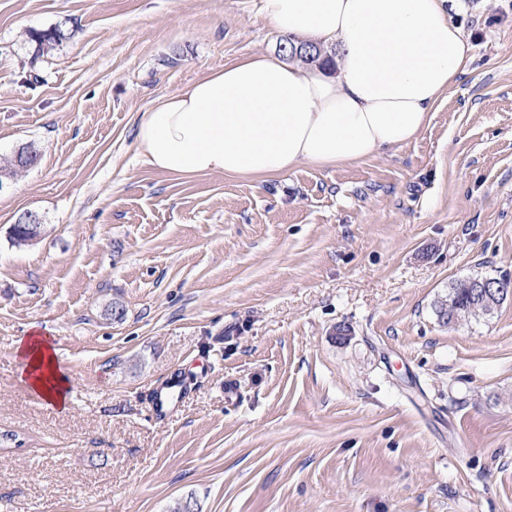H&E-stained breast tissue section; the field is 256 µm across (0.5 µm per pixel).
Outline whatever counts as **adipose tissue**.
Segmentation results:
<instances>
[{
  "mask_svg": "<svg viewBox=\"0 0 512 512\" xmlns=\"http://www.w3.org/2000/svg\"><path fill=\"white\" fill-rule=\"evenodd\" d=\"M450 0H265L272 26L337 47L335 74L248 57L143 112L144 162L180 176L268 177L353 163L413 139L456 84L470 46ZM16 353L31 390L64 406L68 381L47 336Z\"/></svg>",
  "mask_w": 512,
  "mask_h": 512,
  "instance_id": "adipose-tissue-1",
  "label": "adipose tissue"
}]
</instances>
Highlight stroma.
I'll list each match as a JSON object with an SVG mask.
<instances>
[{
    "label": "stroma",
    "instance_id": "35a3bbf8",
    "mask_svg": "<svg viewBox=\"0 0 512 512\" xmlns=\"http://www.w3.org/2000/svg\"><path fill=\"white\" fill-rule=\"evenodd\" d=\"M450 18L472 60L412 141L188 178L141 160L138 118L281 60L263 0H0V161L38 154L0 185V512H512V297L436 312L512 279V0ZM34 325L67 409L20 379ZM29 35L30 39L38 45L39 50L48 51L70 39L73 33L62 26H56L43 31L34 30ZM496 280H504L502 278H484L473 277L455 282L448 293V300L441 302L438 306L437 313L439 318L447 324L452 323L462 315L490 314L498 305L503 303L499 301L497 304L489 305L487 301L478 293L476 285Z\"/></svg>",
    "mask_w": 512,
    "mask_h": 512
}]
</instances>
